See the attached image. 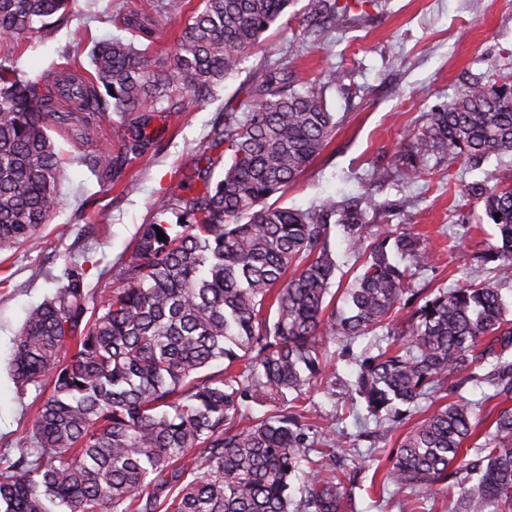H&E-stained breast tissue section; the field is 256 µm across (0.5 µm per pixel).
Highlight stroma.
<instances>
[{"label":"stroma","instance_id":"stroma-1","mask_svg":"<svg viewBox=\"0 0 512 512\" xmlns=\"http://www.w3.org/2000/svg\"><path fill=\"white\" fill-rule=\"evenodd\" d=\"M314 0H295L286 17L272 26L267 41L249 56L233 78L203 101H185L179 115L159 112L128 116L78 112L67 99L57 111L67 121L50 120L48 134L64 159L60 203L32 243L0 253V448L16 450L29 440L35 405L48 386L20 387L12 371L15 338L30 308L51 297L66 257H91L85 286L95 300L106 295L117 260L141 225L153 219L154 201L174 193L175 172L198 155L211 138L213 122L227 99L260 75L266 62H287L298 76L311 79L322 69L341 78L322 92L336 115L332 142L288 191L289 205L308 209L326 196L372 197L380 209L371 223L382 230L424 235L433 255L430 267L414 278L418 288H456L476 282L497 284L512 309V264L488 262L484 254L497 240L483 204L467 194L476 181L512 184V155L490 157L480 167L462 168L435 158L429 172L412 183L387 177L373 181L375 166L394 170L401 141L420 126L426 112L449 101L464 86L512 75V0H382L343 28L318 31L310 22ZM126 0H74L67 25L35 30L13 43L0 42V59L14 62L29 76L59 68L66 50L76 67L89 75L96 42L127 37L118 22ZM146 126L161 142L113 177L101 180L90 159L116 155L123 138ZM134 182V191L124 188ZM329 246L337 269L333 290L343 294L364 256L351 247L342 230L333 229ZM369 339L356 340L348 356L337 359L335 391L313 385L305 405L312 417L331 418L349 404L348 381L356 360L376 352ZM414 414L400 425L360 411L347 417L343 448L336 464L348 477L347 512H412L423 497L425 512H448L445 491L432 486L407 489L385 500L373 483L381 479L401 438L421 421Z\"/></svg>","mask_w":512,"mask_h":512}]
</instances>
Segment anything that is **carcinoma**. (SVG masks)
Returning a JSON list of instances; mask_svg holds the SVG:
<instances>
[{"label": "carcinoma", "mask_w": 512, "mask_h": 512, "mask_svg": "<svg viewBox=\"0 0 512 512\" xmlns=\"http://www.w3.org/2000/svg\"><path fill=\"white\" fill-rule=\"evenodd\" d=\"M72 0H0V40L49 20L68 23ZM294 0H200L156 65L148 49L114 38L91 51L94 80L79 87L86 112H137L147 100L166 116L180 109L175 92L212 96L266 40ZM376 0H316L315 15L344 27ZM145 12L130 9L124 29L151 37ZM43 80L0 62V251L32 242L59 200L63 161L47 134L50 99ZM224 103L212 138L180 171L181 195L154 203L160 217L176 205L181 230L161 221L141 226L130 254L100 304L85 288L78 261L64 268L55 294L33 307L16 336L12 359L20 386L50 382L37 408L28 447L4 453L0 512H344L336 473L343 444L336 423L308 421L304 390L327 373L335 353L324 332L347 342L400 324L397 342L364 357L355 387L378 416H398L448 379L493 359L481 379L496 401V439L477 449V484L450 512H512V320L493 284L415 296L410 269L432 256L415 233L380 236L367 207L327 196L307 210L283 198L331 142L336 121L310 81L278 64ZM154 145L143 131L109 169ZM512 154V79L473 84L427 113L405 138L397 178H421L420 162L448 158L462 167ZM498 230L492 258L512 262V187L470 188ZM500 217H495V214ZM367 253L346 292L350 314L326 315L335 293L331 226ZM166 240L160 241L157 232ZM407 256L400 268L392 254ZM216 361L224 367L208 373ZM294 397L287 399V394ZM277 405L243 423L251 401ZM474 403L460 396L423 418L400 442L381 491L439 484L468 454ZM308 465L304 497L292 480Z\"/></svg>", "instance_id": "obj_1"}]
</instances>
